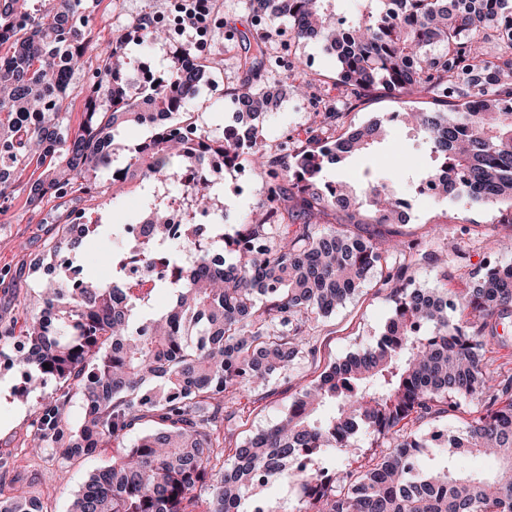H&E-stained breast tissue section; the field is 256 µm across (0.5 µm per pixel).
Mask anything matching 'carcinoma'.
<instances>
[{
    "label": "carcinoma",
    "instance_id": "carcinoma-1",
    "mask_svg": "<svg viewBox=\"0 0 512 512\" xmlns=\"http://www.w3.org/2000/svg\"><path fill=\"white\" fill-rule=\"evenodd\" d=\"M30 0H0V200L11 176L42 170L30 203L71 191L111 190L136 182L139 234L112 256L133 253L143 279L112 286L79 274L63 282L47 274L39 309L26 311L17 363L25 384L56 383L38 408L30 452L60 450L64 461L112 449V462L93 473L70 512H280L253 497L280 481L294 490L289 512H512V372L486 356L497 327L512 320V263L472 275L470 288L410 287L396 265L406 244L375 241L326 222L338 208L371 214L376 224L402 223L406 209L384 180L355 189L327 179V169L366 154L388 136L390 119L344 128L340 108L323 104L305 139L275 148L262 138L264 116L288 90L306 91L293 66L276 89L235 94L236 124L247 148L180 130L187 105L206 80L207 64L188 71L177 54L148 92L171 114L165 128L117 162V137L139 125V97L119 78L128 43L161 41L138 23L99 57L85 97V119L71 131L60 102L72 90L84 52L83 0H56L40 14ZM340 0H249L266 24L288 22L291 39L316 40L336 61V86L357 100L373 90L395 98L422 94L449 111L415 112L411 129L429 151L426 179L436 197L512 209V0H373L367 14L338 27ZM219 152L231 166L267 171L262 219L224 237L183 225L181 249L194 261L162 276L169 257L150 244L167 238L174 200L156 184ZM122 170V177L113 170ZM216 178L186 189L196 209L211 207ZM288 182L283 186L282 182ZM305 216L296 224L288 200ZM97 224L72 219L56 229L54 255L74 253ZM391 286L393 314L376 345L327 365L270 427L244 442L222 428L241 418L244 395L267 387L273 374L313 352L310 330L371 280ZM176 289L174 299L138 325L135 290ZM49 367H44V364ZM81 399L73 428L66 414ZM471 406L462 428L423 432L421 425ZM146 426L133 441L129 435ZM370 440L361 452L356 435ZM357 460L314 469L301 463L329 451ZM467 455L492 456L497 471L463 467ZM0 512H43L27 486L0 499Z\"/></svg>",
    "mask_w": 512,
    "mask_h": 512
}]
</instances>
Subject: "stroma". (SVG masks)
<instances>
[{"label": "stroma", "instance_id": "stroma-1", "mask_svg": "<svg viewBox=\"0 0 512 512\" xmlns=\"http://www.w3.org/2000/svg\"><path fill=\"white\" fill-rule=\"evenodd\" d=\"M167 0H89L83 30L85 53L75 71L73 92L64 98L61 110L71 129H78L85 119V94L99 56L110 49L113 40L127 27L140 22L147 12L165 8ZM213 11L219 26L211 42L199 43L193 30L181 31L180 46L203 58L209 76L219 85L221 97L200 95L191 106L197 123L212 138H219L224 125L232 118L234 92L255 87L253 73L241 66L245 49L256 36L247 0H214ZM268 58H279L280 66L264 71L266 84L285 81L289 66L316 78L317 95L333 101L339 99L335 85V63L322 45L314 41L294 42L285 24L271 32ZM302 98L288 95L278 108L266 115L262 134L267 144H277L284 136H304L312 124L311 111L305 110ZM423 99L407 96L395 99L376 90L348 108L345 124L358 127L378 116L395 111L424 107ZM429 166L427 150L409 128L392 124L386 140L373 152L353 157L328 171L331 180H342L357 186L376 178L387 179L394 190L410 204L408 219L399 224H360L362 235L378 238L394 237L410 243L411 251L399 259L414 287L437 288L441 276H448L452 287H460L462 276L499 261L512 262V252H503V240L512 239V224L500 221L496 206L475 205L464 201L446 204L421 196L416 178ZM37 177L33 168L17 170L12 194L0 202V325L8 327L19 318L24 307L39 304L40 273L35 262L46 255L56 227L65 223L71 211L82 212L88 223L98 225L99 233L83 246L82 267L86 274L100 281L112 278L110 256L119 242L111 236L113 225L125 223L139 209L142 190L129 184L118 204L107 195L71 192L45 198L33 205L28 201L30 183ZM253 192L239 194L232 173H224L214 191L212 203L224 213L225 224L243 223L255 212L263 198L267 176L259 169L250 178ZM446 225L447 238L433 235L436 224ZM393 311L387 289L368 284L343 305L334 310L311 332L315 354L303 355L288 369L273 377L264 390L242 399L247 423L239 428L234 441L273 424L301 388L323 368L349 354L363 353L381 336ZM53 385L25 387L15 368L0 364V457L9 459L12 467L7 480L0 485V495L10 496L13 482L31 486L39 494L47 512H69L71 501L93 472L108 464L110 453L70 462L61 469L53 451L31 454L28 449L34 430L36 408L53 392Z\"/></svg>", "mask_w": 512, "mask_h": 512}]
</instances>
